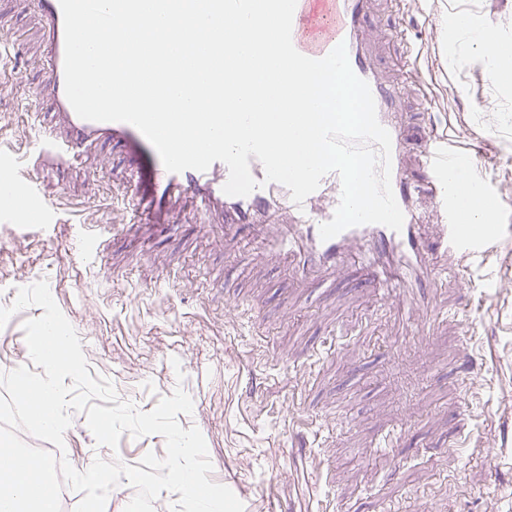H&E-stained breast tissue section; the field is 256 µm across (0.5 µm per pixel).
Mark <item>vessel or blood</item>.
Returning <instances> with one entry per match:
<instances>
[{
    "label": "vessel or blood",
    "mask_w": 512,
    "mask_h": 512,
    "mask_svg": "<svg viewBox=\"0 0 512 512\" xmlns=\"http://www.w3.org/2000/svg\"><path fill=\"white\" fill-rule=\"evenodd\" d=\"M368 0H297L292 24V41L301 54L310 58L326 56L338 44H345L353 72L365 80L372 91L380 123L390 132L391 185L404 213L401 231L378 224L346 229L324 241L320 224L331 220L341 196L338 173L325 175L318 189L303 205H296L289 190L277 183L265 182V172L258 160H251L250 171L259 186L248 196L226 195L223 186L229 170L214 162L206 171L168 172L157 152L142 133L124 122H95L76 115L65 95L64 22L59 0H37L38 12L49 34L48 65L45 80L53 90L54 107L65 130L57 132L41 126L38 137L58 157L78 159L82 147L105 140L123 148L130 170V184L135 190L133 203L135 225L116 224V234L131 232L133 226L162 225L184 203L191 202L206 212L222 210L224 230L247 225L269 242L266 250L244 249L245 258L289 261L295 272L331 279L339 274L348 257L361 248L370 256L363 266L366 283L395 295L400 290L413 291L420 303H427L428 288L434 287L440 267L438 255L454 252L463 257L483 253L486 238L463 230L457 220L455 201L460 185L451 183L448 171L462 165L476 167L477 162L449 152L447 135L423 143L420 161L426 172L424 183L412 184L405 168L408 142L395 114L404 98L402 88L380 80L365 48L363 34ZM427 195L438 216V237L426 241L422 233L418 195Z\"/></svg>",
    "instance_id": "obj_1"
}]
</instances>
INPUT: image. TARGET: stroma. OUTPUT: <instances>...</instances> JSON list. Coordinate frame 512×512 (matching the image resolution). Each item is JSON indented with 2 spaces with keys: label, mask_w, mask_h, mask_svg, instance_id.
Masks as SVG:
<instances>
[{
  "label": "stroma",
  "mask_w": 512,
  "mask_h": 512,
  "mask_svg": "<svg viewBox=\"0 0 512 512\" xmlns=\"http://www.w3.org/2000/svg\"><path fill=\"white\" fill-rule=\"evenodd\" d=\"M465 12L512 40V0H420L401 13L371 0L374 63L397 74L407 30L419 51L402 103L412 142L445 132L483 165L497 215L495 251L459 262L433 290V315L368 287L357 264L328 284L284 261L240 257L250 228L224 233L184 210L166 227L113 234L131 213L120 146L78 160L41 151L35 122L56 120L33 0H0V154L22 158L0 203V307L47 281L76 330L91 376L150 411L183 388L212 481L244 512H512V82L487 83L451 16ZM102 237L86 252L73 227ZM0 329V372L29 364L22 325ZM394 447L382 445L385 435ZM75 412L64 457L78 471L102 456Z\"/></svg>",
  "instance_id": "obj_1"
}]
</instances>
